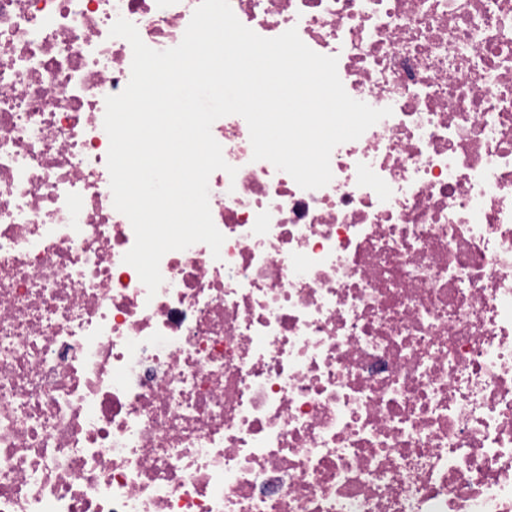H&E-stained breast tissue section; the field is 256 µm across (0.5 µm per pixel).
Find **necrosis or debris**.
I'll return each instance as SVG.
<instances>
[{
	"label": "necrosis or debris",
	"instance_id": "obj_1",
	"mask_svg": "<svg viewBox=\"0 0 512 512\" xmlns=\"http://www.w3.org/2000/svg\"><path fill=\"white\" fill-rule=\"evenodd\" d=\"M200 0H0V512H512V0H230L392 108L300 188L211 128L220 258L124 255L105 99Z\"/></svg>",
	"mask_w": 512,
	"mask_h": 512
}]
</instances>
